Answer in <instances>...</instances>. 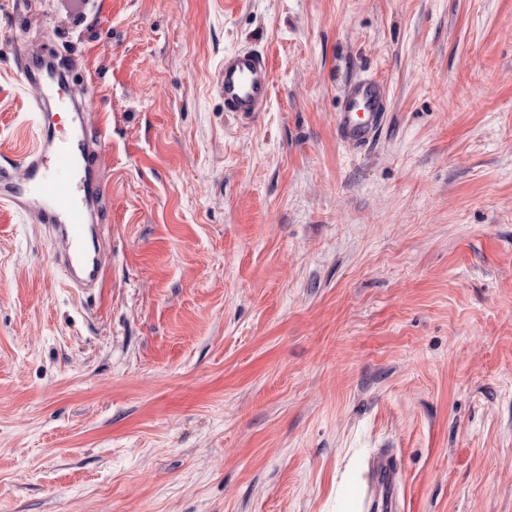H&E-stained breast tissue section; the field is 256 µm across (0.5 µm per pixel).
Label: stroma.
<instances>
[{"label": "stroma", "instance_id": "35a3bbf8", "mask_svg": "<svg viewBox=\"0 0 512 512\" xmlns=\"http://www.w3.org/2000/svg\"><path fill=\"white\" fill-rule=\"evenodd\" d=\"M0 0V166L40 140L16 59L92 87L109 286L0 212V512H512V0ZM263 52L266 112L224 109ZM376 77L370 143L336 133ZM271 85V67L265 55L255 50L225 52L217 76L225 111L244 115L266 112ZM387 109L383 85L378 79L362 78L344 89L343 106L336 114L340 136L352 144H364L375 135ZM402 468L390 448L377 449L366 461L358 512H401L399 488Z\"/></svg>", "mask_w": 512, "mask_h": 512}]
</instances>
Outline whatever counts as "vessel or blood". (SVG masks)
<instances>
[{
  "mask_svg": "<svg viewBox=\"0 0 512 512\" xmlns=\"http://www.w3.org/2000/svg\"><path fill=\"white\" fill-rule=\"evenodd\" d=\"M272 85L271 67L255 50L225 52L217 87L224 109L252 115L266 111ZM36 120L46 111L76 108L68 82L58 68L46 70L32 83ZM387 109L381 82L362 78L344 89L336 114L340 136L364 144L375 135ZM43 142L24 153L19 163L0 168V205L20 219L32 218L51 234L60 271L69 287L82 291L103 287L107 263L96 245L97 219L92 203L103 192L86 137H75L44 125ZM402 468L388 448L377 449L366 461L358 512H402L399 499Z\"/></svg>",
  "mask_w": 512,
  "mask_h": 512,
  "instance_id": "1",
  "label": "vessel or blood"
}]
</instances>
